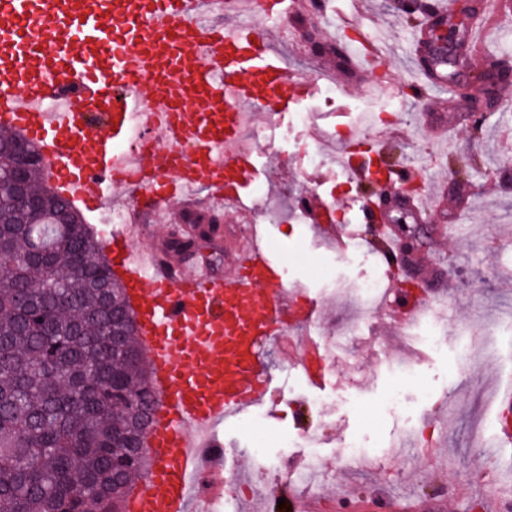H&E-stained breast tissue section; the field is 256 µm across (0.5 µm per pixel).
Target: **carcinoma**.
<instances>
[{"mask_svg":"<svg viewBox=\"0 0 512 512\" xmlns=\"http://www.w3.org/2000/svg\"><path fill=\"white\" fill-rule=\"evenodd\" d=\"M21 138L0 132V512H128L154 402L133 312L84 215L19 171Z\"/></svg>","mask_w":512,"mask_h":512,"instance_id":"1","label":"carcinoma"}]
</instances>
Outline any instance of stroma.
Instances as JSON below:
<instances>
[{"label":"stroma","mask_w":512,"mask_h":512,"mask_svg":"<svg viewBox=\"0 0 512 512\" xmlns=\"http://www.w3.org/2000/svg\"><path fill=\"white\" fill-rule=\"evenodd\" d=\"M329 7L332 19L324 25L296 12L259 18L257 25L280 31L275 46L298 77L312 79L325 68L336 78L334 97L312 92L296 104V111L334 112L340 124L350 127L358 126L366 112L395 115L386 160L422 166V197L441 211L433 224L402 218L397 211L392 217L399 237L419 240L414 263L422 280L421 300L447 324L448 348L437 353L402 334L383 336L388 315L381 310L353 324L354 309L334 288L382 274L370 252L373 230L363 212L373 198V185L348 182L329 164L310 165L308 152L333 154L334 143L324 135L312 136L308 127L285 115L279 137L256 144L261 153L256 182L267 189L257 205L275 215L265 225L266 243L284 265L289 288L327 310L318 338L338 337L342 343L324 351L328 379L321 385L293 381L284 362L274 361L275 411L260 406L256 417L243 414L223 427L225 441L234 446L228 470L246 468L254 475L248 486L225 480L224 494L239 512H262L264 501L274 500L279 487L291 486L292 480L287 471L254 463L249 449L264 447L273 460L304 463V437L315 430L323 438L317 450L323 481L311 498L321 512H386L390 498L397 499L401 512H421L434 501L443 503L444 512H483L478 488L503 480L502 461L512 456L507 448L500 457L487 456L469 435L473 420L484 416L490 393L512 390V330L500 318L512 309V174L504 171L512 163V110L485 107L484 123L469 149L465 106L445 110L437 101L453 97L455 85H471L487 63L512 64V21L505 17L512 0H479L477 11L487 17L480 51L448 65V87L419 98L406 91L418 79L417 62L406 53L415 28L401 20L393 0H330ZM333 44L339 54L379 53L382 62L367 67L362 80H353L337 56H331ZM311 189L335 204L342 224L358 227L344 256L329 250L294 210L296 199ZM247 221V216L225 213L221 237L204 242L199 258H185V266L201 258L225 271L239 227ZM348 322L352 331L339 336V327ZM461 328L473 342L466 363L459 358ZM398 361L416 364V373L403 378L394 368ZM395 389L405 397L400 414L386 406ZM398 421L446 436L451 453L447 469L434 466L430 447L411 463L388 460L365 473L338 469L342 442L359 438L370 451H378Z\"/></svg>","instance_id":"obj_1"}]
</instances>
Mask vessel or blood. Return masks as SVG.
Here are the masks:
<instances>
[{"label":"vessel or blood","instance_id":"1","mask_svg":"<svg viewBox=\"0 0 512 512\" xmlns=\"http://www.w3.org/2000/svg\"><path fill=\"white\" fill-rule=\"evenodd\" d=\"M202 0H0V128L33 142L58 191L88 211L126 196L131 220L102 237L133 308L155 388L147 446L148 478L129 512H192L193 481L208 473V497L224 494L223 439L217 427L267 403L273 381L264 351L284 352L311 383L324 379L319 345L296 341L294 327L313 322L315 304L291 290L282 264L251 224L226 275L204 264L185 270L146 239L144 216L205 188L228 210L246 212V188L258 155L239 139L243 108L284 117L310 95L271 34L231 24L242 0H225L228 24L200 18ZM142 115L162 130L158 145L130 146L131 121ZM386 137L343 138L348 179L379 175L398 188L401 172L382 162ZM299 214L320 234L343 243L330 203L309 194ZM371 245L383 270L400 244L380 221ZM390 316L403 324L420 305L409 289L389 292Z\"/></svg>","mask_w":512,"mask_h":512}]
</instances>
